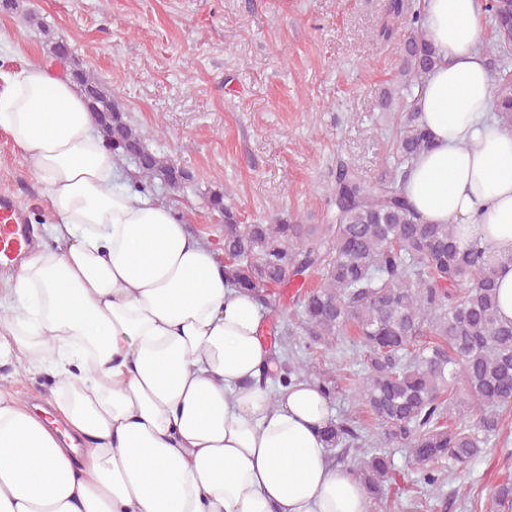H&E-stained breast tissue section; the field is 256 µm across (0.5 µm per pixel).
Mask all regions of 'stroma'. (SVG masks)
Wrapping results in <instances>:
<instances>
[{
    "label": "stroma",
    "instance_id": "35a3bbf8",
    "mask_svg": "<svg viewBox=\"0 0 512 512\" xmlns=\"http://www.w3.org/2000/svg\"><path fill=\"white\" fill-rule=\"evenodd\" d=\"M384 0H16L0 10V70L50 64V37L67 40L71 66L105 84L154 152L190 172L178 195L188 220L210 239L222 225L207 206L223 188L243 223L276 214L308 224L329 219L326 198L343 161L376 182L391 161V115L383 91L401 86V43L374 31ZM25 207L35 244H51L56 217L30 161L0 129V192ZM351 342L305 351L312 373L336 379L335 419H359L352 397ZM0 391L49 406V372L0 365ZM512 412L499 443L443 478L440 493L414 482V465L395 453L401 491L372 512H489L493 487L512 481Z\"/></svg>",
    "mask_w": 512,
    "mask_h": 512
}]
</instances>
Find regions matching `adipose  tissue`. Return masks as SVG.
Listing matches in <instances>:
<instances>
[{
  "label": "adipose tissue",
  "instance_id": "1",
  "mask_svg": "<svg viewBox=\"0 0 512 512\" xmlns=\"http://www.w3.org/2000/svg\"><path fill=\"white\" fill-rule=\"evenodd\" d=\"M439 62L417 93L430 147L405 193L424 223L512 255V127L489 118L479 0H422ZM0 128L57 222L0 303V360L57 380L59 434L0 394V512H371L333 464L327 397L275 385L269 313L178 201L123 177L69 76L0 72Z\"/></svg>",
  "mask_w": 512,
  "mask_h": 512
}]
</instances>
